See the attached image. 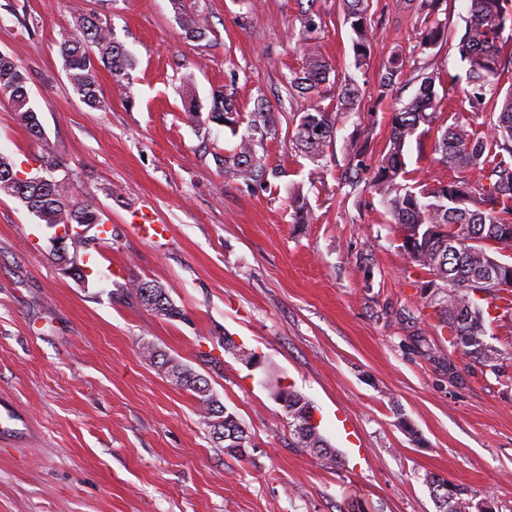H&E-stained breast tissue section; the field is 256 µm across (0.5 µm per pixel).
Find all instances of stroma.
I'll list each match as a JSON object with an SVG mask.
<instances>
[{
	"instance_id": "stroma-1",
	"label": "stroma",
	"mask_w": 512,
	"mask_h": 512,
	"mask_svg": "<svg viewBox=\"0 0 512 512\" xmlns=\"http://www.w3.org/2000/svg\"><path fill=\"white\" fill-rule=\"evenodd\" d=\"M307 6L205 0L208 36L191 42L171 0H0V53L26 73L43 127L31 136L0 100V155L30 178L53 153L112 228L106 240L86 233L81 281L53 261L55 228L0 194V404L27 427L0 442V512H437L431 475L512 512V325L486 320L496 368L454 350L371 183L393 106L419 88L377 100L388 59L450 77L457 50H420V19L371 0V55L355 69L341 0H316L319 49L361 97L315 163L291 124L309 101L285 90ZM81 13L110 17L135 58L126 84L101 74L104 111L80 102L58 53ZM220 88L240 112L260 97L271 107L263 182L224 170L237 139L206 120ZM433 143L407 146L421 186L451 176ZM297 193L312 223H293ZM142 214L161 226L156 240L135 233ZM135 278L165 288L180 318L147 310L126 288ZM228 337L260 367L225 349ZM146 344L207 378L251 438L245 456L211 441L191 392L142 357ZM277 383L311 404L338 464L295 446Z\"/></svg>"
}]
</instances>
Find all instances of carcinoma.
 Segmentation results:
<instances>
[{
  "instance_id": "carcinoma-1",
  "label": "carcinoma",
  "mask_w": 512,
  "mask_h": 512,
  "mask_svg": "<svg viewBox=\"0 0 512 512\" xmlns=\"http://www.w3.org/2000/svg\"><path fill=\"white\" fill-rule=\"evenodd\" d=\"M464 28L456 49L464 73L443 81L439 70L421 74L418 92L393 113L391 131L373 177L374 187L397 224L400 247L406 258L432 276L435 288L430 303L439 306L450 331V343L460 354L484 366H493L498 350L485 342V316L512 318V289L493 288L487 268H496L495 280L512 282V261L502 250L512 246V52L504 58L512 41V0H469ZM447 0H396V8L413 14L425 23L420 50L448 39V29L439 15ZM345 21L352 31L355 67H361L371 54L372 30L369 0H343ZM185 38L201 39L207 28L200 0H173ZM319 28L313 10L304 12L297 45L303 57L301 70L286 79L288 93L312 96L309 107L298 113L295 141L311 161L323 157L338 123L354 110L360 91L352 80L339 81L334 68L318 50L314 33ZM66 77L81 102L91 109L107 107L100 95V69L112 79H130L133 59L117 41L106 17L81 15L73 36L59 44ZM406 77V60L394 57L385 67L376 87L377 99H385ZM336 80V110L322 105L323 86ZM28 77L10 56L0 55V97L9 100L18 120L35 138L42 137L38 109L27 87ZM450 87H445V84ZM461 92L472 112L450 117V123L436 127L433 150L440 161L457 175L434 186L408 184L404 150L421 127L433 128L442 102L440 94ZM265 99H257L255 109L243 115L233 95L212 92L208 121L222 124L239 141L230 155L224 156V172L246 183L265 175L258 149L276 133ZM48 175L39 184L15 181L3 185L7 168H15L10 158L0 157V193L19 199L45 224H99L101 217L92 205L76 199L73 180L58 179L61 164L44 161ZM476 179H471V176ZM127 287L139 302L154 314L177 318L181 314L165 288L144 279H132ZM161 366L172 381L194 394L201 424L214 442L233 454L246 449L250 437L235 414L216 399L208 380L192 368L171 359ZM277 400L283 403L293 427L297 447L333 464L335 455L318 427L307 419L306 400L290 388H280ZM439 512H466L469 500L464 491L442 478L427 477Z\"/></svg>"
}]
</instances>
